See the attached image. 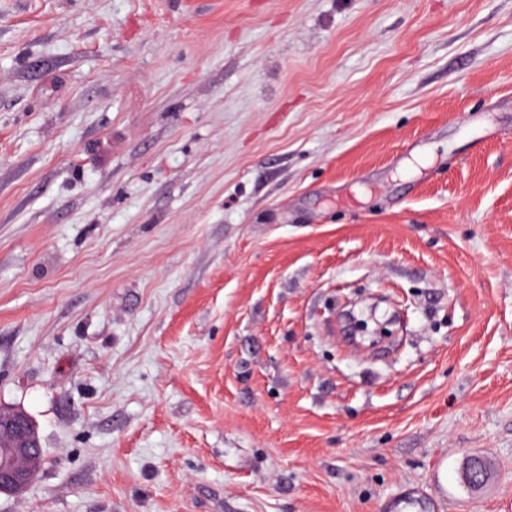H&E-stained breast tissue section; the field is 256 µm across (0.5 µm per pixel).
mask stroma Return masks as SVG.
Here are the masks:
<instances>
[{"label": "stroma", "mask_w": 512, "mask_h": 512, "mask_svg": "<svg viewBox=\"0 0 512 512\" xmlns=\"http://www.w3.org/2000/svg\"><path fill=\"white\" fill-rule=\"evenodd\" d=\"M0 404V512H512V0H0ZM43 449L38 428L22 409L0 405V493H20L34 479Z\"/></svg>", "instance_id": "stroma-1"}]
</instances>
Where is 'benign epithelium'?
I'll return each instance as SVG.
<instances>
[{"mask_svg": "<svg viewBox=\"0 0 512 512\" xmlns=\"http://www.w3.org/2000/svg\"><path fill=\"white\" fill-rule=\"evenodd\" d=\"M42 453L32 417L22 409L0 405V493L24 491L38 471ZM464 477L470 487H480L487 477L484 461L470 459Z\"/></svg>", "mask_w": 512, "mask_h": 512, "instance_id": "obj_1", "label": "benign epithelium"}]
</instances>
